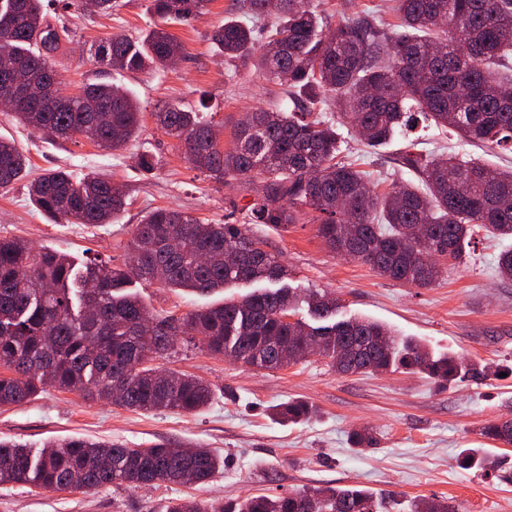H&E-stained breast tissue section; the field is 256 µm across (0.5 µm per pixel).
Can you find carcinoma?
Wrapping results in <instances>:
<instances>
[{"label": "carcinoma", "instance_id": "obj_1", "mask_svg": "<svg viewBox=\"0 0 512 512\" xmlns=\"http://www.w3.org/2000/svg\"><path fill=\"white\" fill-rule=\"evenodd\" d=\"M208 0H149L148 12L166 23L187 18ZM303 0H244L248 20L228 19L211 32L228 58H248L265 40L259 76L286 90L281 103L247 112L233 132L235 147L221 149L212 124L197 111L170 104L157 113L166 134L180 140L190 164L207 177L245 183L257 174L264 185L243 212V224H207L173 208L149 211L132 232L131 265L78 268L70 256L19 238L0 237V408L20 404L44 385L84 399L112 400L114 384L130 364L122 407L194 413L213 396L210 385L184 373L157 374L155 358L182 336L199 337L213 355L260 369H284L299 362L305 336L319 339L318 355L341 374L420 371L440 383L462 382L479 370L454 355L435 357L423 345L400 338L367 319H336L337 299L311 291L264 288L240 300H226L180 318L152 319L133 294L122 292L130 277L159 281L168 288L210 293L233 283L281 282L288 269L246 233L247 224H295L318 214V234L338 253L380 275L428 287L442 275L444 256L456 263L474 235L485 231L512 238V169L493 168L450 155L436 160L410 143L402 164L423 187L400 183L380 197L370 176L338 159L336 125L316 113L332 102L340 118L354 125L365 143L380 146L421 114L473 145L512 143V0H394L398 23L385 28L368 15L323 31L316 11L298 10ZM0 74L25 63L55 84L41 103L18 104L12 113L36 131L59 138L81 135L117 149L138 131V99L100 79L79 93L62 92V75L49 65L69 40L68 28L47 19L43 0H0ZM182 44L159 24L133 43L113 37L96 56L116 71L165 67L181 56ZM28 159L17 145L0 140V188L28 176ZM30 201L53 222L110 224L125 205L122 187L97 175L74 179L48 170L27 183ZM102 279L96 294L88 284ZM307 304L315 321L297 318ZM294 318L287 322L284 317ZM305 400L273 406L288 424L312 419ZM483 435L512 445V425L492 422ZM363 451L376 445L364 428L350 435ZM497 460L480 448L458 456L462 469H491ZM221 461L206 448L190 456L155 444L138 450L110 442L70 438L29 448L0 441V485L59 490L134 485L140 480L199 484ZM305 511L291 494L253 495L216 505L176 499L167 512H384L367 489L328 487L309 493ZM412 512H454L445 499L417 501Z\"/></svg>", "mask_w": 512, "mask_h": 512}]
</instances>
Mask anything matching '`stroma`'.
<instances>
[{"mask_svg": "<svg viewBox=\"0 0 512 512\" xmlns=\"http://www.w3.org/2000/svg\"><path fill=\"white\" fill-rule=\"evenodd\" d=\"M242 0H210L204 14L170 25L183 56L165 70L113 73L92 48L102 40L145 37L152 26L148 0H116L107 14L81 12L69 0H44L52 16L64 18L72 38L52 58L65 80L64 93L83 82L114 79L130 89L142 108L141 127L122 148L112 150L82 136L51 140L0 111V137L16 143L29 159L31 176L65 169L73 177L97 174L122 185L125 205L110 224H57L31 203L25 182L0 188V237H18L69 255L76 265L102 261L112 267L130 262L133 229L154 208L187 211L212 224H237L241 208L261 189L248 183L215 182L193 168L181 143L156 123L155 112L169 103L197 110L221 130L224 148L245 112L269 108L282 89L258 77L254 60L224 59L210 40L214 25L242 18ZM422 147L443 157L512 167V147H477L456 133L420 127ZM340 154L370 173L378 192L392 181H414L402 167V138L368 147L343 127ZM153 158L152 170L138 164ZM265 250L288 268L289 287L325 290L338 297L345 316L388 325L402 336L423 340L435 355L453 353L470 363L512 367V278L500 275L502 241L479 234L463 262L449 266L427 288L392 281L357 260L326 247L315 224L300 219L288 226L252 224ZM129 289L160 318L240 298L253 287L241 283L221 292L197 294L153 282L131 280ZM157 366L210 383L213 398L202 411H133L107 401L89 403L79 395L47 387L35 399L0 409V439L34 448L66 438L112 442L129 448L166 443L173 448L214 451L222 467L195 486H103L92 490H40L0 485V512H166L176 498L211 502L258 493H299L328 486H358L385 498L388 512H407L420 499H446L455 512H512V445L495 443L481 430L489 422L512 419V376H478L448 386L422 373L339 374L312 355L281 370H260L202 351L181 337L175 353L156 358ZM301 398L317 409L310 421L288 425L274 420L272 405ZM371 428L376 448L358 451L349 440L358 427ZM483 448L505 461L495 472L465 470L457 456Z\"/></svg>", "mask_w": 512, "mask_h": 512, "instance_id": "35a3bbf8", "label": "stroma"}]
</instances>
